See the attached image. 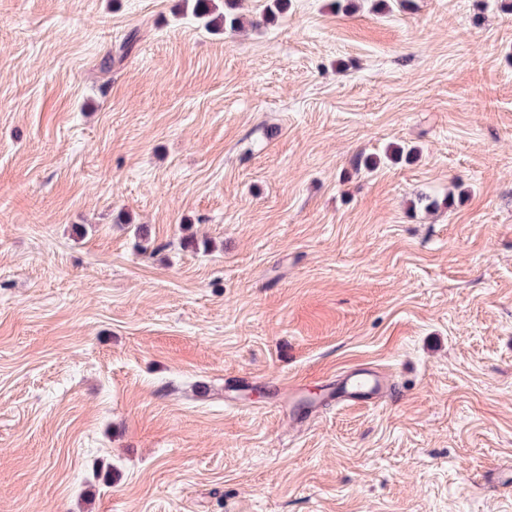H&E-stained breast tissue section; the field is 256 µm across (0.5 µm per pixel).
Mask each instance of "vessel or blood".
I'll return each mask as SVG.
<instances>
[{
    "label": "vessel or blood",
    "instance_id": "b4317fda",
    "mask_svg": "<svg viewBox=\"0 0 512 512\" xmlns=\"http://www.w3.org/2000/svg\"><path fill=\"white\" fill-rule=\"evenodd\" d=\"M394 393L390 376L381 368L362 364L338 374L326 384L324 398L339 405L371 407L386 401Z\"/></svg>",
    "mask_w": 512,
    "mask_h": 512
}]
</instances>
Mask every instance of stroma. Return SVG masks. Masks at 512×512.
<instances>
[{"instance_id":"1","label":"stroma","mask_w":512,"mask_h":512,"mask_svg":"<svg viewBox=\"0 0 512 512\" xmlns=\"http://www.w3.org/2000/svg\"><path fill=\"white\" fill-rule=\"evenodd\" d=\"M332 2L0 0V512H512V12ZM211 0H197L193 14L203 27L210 31L242 32L245 30V18L238 11L239 0H224V11L219 6L202 4ZM324 401L336 405L376 406L394 396V384L381 368L362 364L344 370L325 385Z\"/></svg>"}]
</instances>
